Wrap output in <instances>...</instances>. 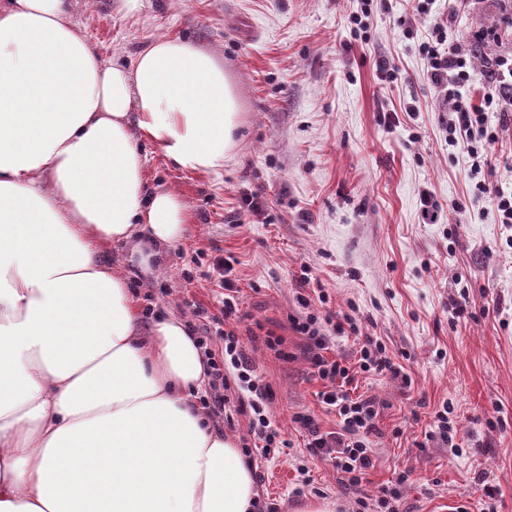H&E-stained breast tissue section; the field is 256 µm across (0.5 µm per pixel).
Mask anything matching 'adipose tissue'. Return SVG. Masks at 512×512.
I'll list each match as a JSON object with an SVG mask.
<instances>
[{
    "instance_id": "1",
    "label": "adipose tissue",
    "mask_w": 512,
    "mask_h": 512,
    "mask_svg": "<svg viewBox=\"0 0 512 512\" xmlns=\"http://www.w3.org/2000/svg\"><path fill=\"white\" fill-rule=\"evenodd\" d=\"M72 0H0V512H255L252 469L195 394L186 323L143 326L142 270L182 240L180 197L149 189L152 141L207 175L235 149L237 97L211 52L154 39L105 63Z\"/></svg>"
}]
</instances>
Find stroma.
I'll list each match as a JSON object with an SVG mask.
<instances>
[{"mask_svg":"<svg viewBox=\"0 0 512 512\" xmlns=\"http://www.w3.org/2000/svg\"><path fill=\"white\" fill-rule=\"evenodd\" d=\"M73 3L79 31L105 61L130 66L152 40L175 36L214 53L236 87L237 146L216 172H185L153 142L138 143L150 186L187 207L183 240L148 273L119 247L103 245L100 257L130 276L152 315L191 327L197 306L218 313L215 267L231 261L238 330L258 338L250 355L287 443L252 464L261 501L272 512L314 502L331 512H437L451 499L463 512H512V224L495 223L473 199L469 159L449 156V104L418 53L442 19L449 42L483 72L512 54V0H435L428 15L417 0H386L365 42L350 32L358 0H148L134 16L117 0ZM490 29L496 37L480 40ZM382 60L399 69L398 81H380ZM385 112L397 115L395 127L380 122ZM424 189L444 207L443 223L423 222ZM254 192L257 213L246 202ZM307 272L326 295L321 314L350 315L407 374L358 375L379 433L373 467L348 489L310 458L297 421L338 428L289 322L298 295L311 292ZM269 333L283 338L288 358L266 349ZM445 405L449 445L427 436ZM391 482L399 496L385 507L375 491Z\"/></svg>","mask_w":512,"mask_h":512,"instance_id":"35a3bbf8","label":"stroma"}]
</instances>
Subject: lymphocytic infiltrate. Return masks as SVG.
I'll use <instances>...</instances> for the list:
<instances>
[{
    "label": "lymphocytic infiltrate",
    "mask_w": 512,
    "mask_h": 512,
    "mask_svg": "<svg viewBox=\"0 0 512 512\" xmlns=\"http://www.w3.org/2000/svg\"><path fill=\"white\" fill-rule=\"evenodd\" d=\"M418 51L428 79L444 91L450 103L448 145L452 153L467 155L472 161L473 197L486 203L498 223L512 224V190L496 186L490 179L494 150L499 140L498 129L492 125L490 115L503 111L505 105H512V60L499 57L484 73H475L470 53L452 46L448 41L447 25L439 22L433 24L427 39L419 44ZM476 83L482 86L481 97L477 100L466 92L467 87ZM232 270L228 262L219 266L220 315L208 314L202 308L197 311L203 320L197 342L210 369L209 388L200 403L209 414L221 416L224 413V393L229 386H236L252 414L253 426L260 431V453L266 458L280 447L281 440L267 413L269 389L241 337L231 326L239 312L238 297L230 291ZM291 324L308 343L313 376L328 384L318 397L326 409L338 414L341 424L340 430L324 431L311 416H299L298 421L306 431L308 452L311 458L347 474L349 485H358L364 472L372 465L371 439L378 433L375 424L378 411L372 399L350 397L348 387L359 370H387L395 376L400 375L401 370L384 357L381 344L370 338L360 349L357 367H349L331 356L335 337L356 331V323L336 325V334L332 337L323 333L319 314L311 311L293 316Z\"/></svg>",
    "instance_id": "1"
}]
</instances>
